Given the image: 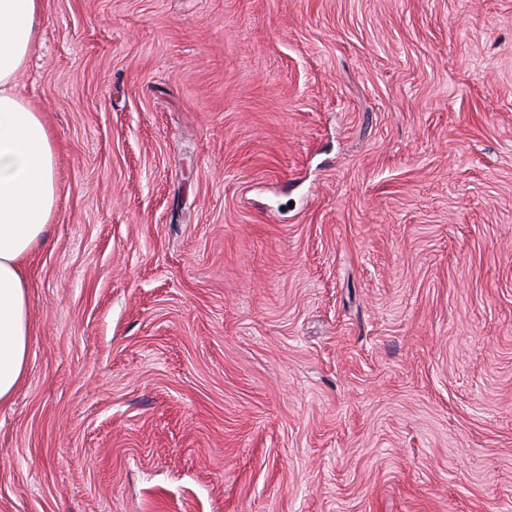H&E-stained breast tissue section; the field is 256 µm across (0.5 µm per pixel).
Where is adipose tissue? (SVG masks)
I'll list each match as a JSON object with an SVG mask.
<instances>
[{"mask_svg":"<svg viewBox=\"0 0 512 512\" xmlns=\"http://www.w3.org/2000/svg\"><path fill=\"white\" fill-rule=\"evenodd\" d=\"M39 0H0V404L21 384L33 322L25 266L47 241L57 202L55 155L43 115L14 92L32 52Z\"/></svg>","mask_w":512,"mask_h":512,"instance_id":"obj_1","label":"adipose tissue"}]
</instances>
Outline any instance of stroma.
I'll return each instance as SVG.
<instances>
[{
  "label": "stroma",
  "instance_id": "obj_1",
  "mask_svg": "<svg viewBox=\"0 0 512 512\" xmlns=\"http://www.w3.org/2000/svg\"><path fill=\"white\" fill-rule=\"evenodd\" d=\"M15 86L0 512H512V0H42ZM39 1L0 0V404L24 378L33 329L25 266L47 242L57 202L43 115L14 93L35 43Z\"/></svg>",
  "mask_w": 512,
  "mask_h": 512
}]
</instances>
